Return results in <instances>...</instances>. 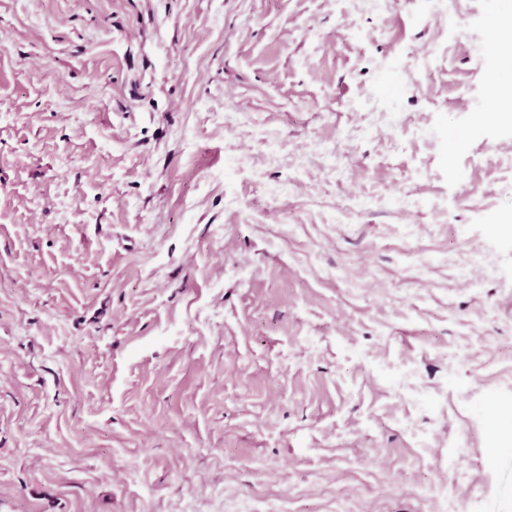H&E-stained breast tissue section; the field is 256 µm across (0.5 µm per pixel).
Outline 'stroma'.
<instances>
[{
    "mask_svg": "<svg viewBox=\"0 0 512 512\" xmlns=\"http://www.w3.org/2000/svg\"><path fill=\"white\" fill-rule=\"evenodd\" d=\"M452 8L0 0V512H512V0Z\"/></svg>",
    "mask_w": 512,
    "mask_h": 512,
    "instance_id": "35a3bbf8",
    "label": "stroma"
}]
</instances>
